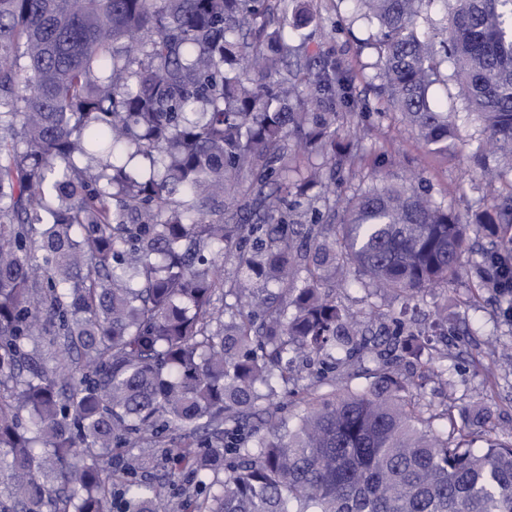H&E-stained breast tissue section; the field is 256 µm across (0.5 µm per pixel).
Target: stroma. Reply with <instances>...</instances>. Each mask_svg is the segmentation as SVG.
<instances>
[{
    "mask_svg": "<svg viewBox=\"0 0 512 512\" xmlns=\"http://www.w3.org/2000/svg\"><path fill=\"white\" fill-rule=\"evenodd\" d=\"M323 18L316 29L310 50L334 48L354 80L361 99L359 127L364 130L365 159L353 172L345 174L336 187V204L344 206L358 188L381 177L421 179L433 197L460 212L490 208L481 171L471 161V153L482 137L478 123L459 121L457 148L445 155L429 152L405 124L401 115L384 108L373 84L377 55L359 47L368 29L353 21L347 0H314ZM336 295L355 313L406 310L413 329L429 339L430 354L448 355V382L441 385L411 373L414 398L435 404L470 406L483 399L491 412L487 424L492 437L507 439L512 434V367L500 358L502 346L512 345V316L503 312L487 291L477 290L471 261H464L458 279L448 290H435L424 302L404 305L402 300L361 287L356 281L337 287ZM448 303V320L440 322L437 306Z\"/></svg>",
    "mask_w": 512,
    "mask_h": 512,
    "instance_id": "1",
    "label": "stroma"
}]
</instances>
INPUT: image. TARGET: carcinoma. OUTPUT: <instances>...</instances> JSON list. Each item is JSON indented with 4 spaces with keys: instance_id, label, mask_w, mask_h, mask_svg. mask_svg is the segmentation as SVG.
I'll return each mask as SVG.
<instances>
[{
    "instance_id": "carcinoma-1",
    "label": "carcinoma",
    "mask_w": 512,
    "mask_h": 512,
    "mask_svg": "<svg viewBox=\"0 0 512 512\" xmlns=\"http://www.w3.org/2000/svg\"><path fill=\"white\" fill-rule=\"evenodd\" d=\"M311 2L0 0V512H170L181 478L177 512H512V439L476 451L450 407H416L394 366L447 369L333 288L353 268L418 300L480 232L479 287L512 309V193L462 214L385 180L336 214L358 102L305 48ZM350 2L421 143L454 144L458 112L429 99L448 62L512 173V0H453L438 42L434 0ZM335 350L367 386L303 384L298 355Z\"/></svg>"
}]
</instances>
